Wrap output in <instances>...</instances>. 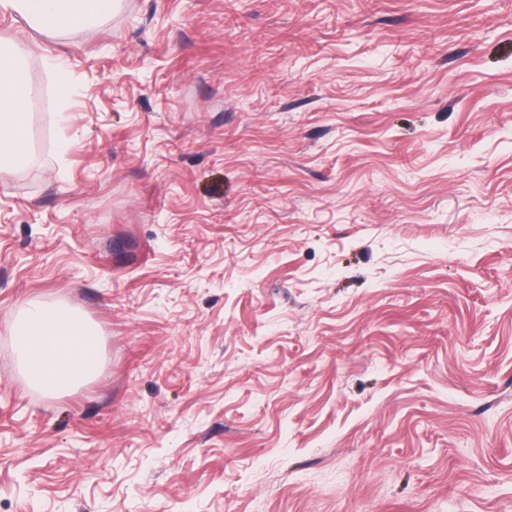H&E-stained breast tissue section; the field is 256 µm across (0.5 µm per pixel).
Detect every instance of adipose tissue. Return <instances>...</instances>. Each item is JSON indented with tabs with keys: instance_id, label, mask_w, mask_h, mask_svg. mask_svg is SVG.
<instances>
[{
	"instance_id": "ef3b65f1",
	"label": "adipose tissue",
	"mask_w": 512,
	"mask_h": 512,
	"mask_svg": "<svg viewBox=\"0 0 512 512\" xmlns=\"http://www.w3.org/2000/svg\"><path fill=\"white\" fill-rule=\"evenodd\" d=\"M120 0H0V8L24 18L36 29L75 34L95 26L117 10ZM38 87L27 77L16 48L0 41V173L26 157L27 103ZM20 351V372L27 385L56 398L95 377L102 364L95 326L77 311L58 304L28 302L11 327Z\"/></svg>"
}]
</instances>
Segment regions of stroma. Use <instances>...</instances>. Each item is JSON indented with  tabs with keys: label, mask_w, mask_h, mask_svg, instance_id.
<instances>
[{
	"label": "stroma",
	"mask_w": 512,
	"mask_h": 512,
	"mask_svg": "<svg viewBox=\"0 0 512 512\" xmlns=\"http://www.w3.org/2000/svg\"><path fill=\"white\" fill-rule=\"evenodd\" d=\"M1 38L40 93L0 176V512H512V0ZM29 301L97 326L95 378L25 383Z\"/></svg>",
	"instance_id": "35a3bbf8"
}]
</instances>
